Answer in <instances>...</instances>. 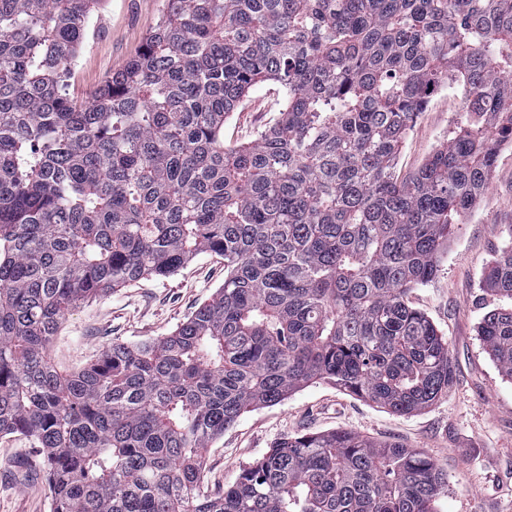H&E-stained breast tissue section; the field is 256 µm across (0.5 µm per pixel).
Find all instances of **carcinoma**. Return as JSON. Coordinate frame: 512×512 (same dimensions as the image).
<instances>
[{
	"instance_id": "obj_1",
	"label": "carcinoma",
	"mask_w": 512,
	"mask_h": 512,
	"mask_svg": "<svg viewBox=\"0 0 512 512\" xmlns=\"http://www.w3.org/2000/svg\"><path fill=\"white\" fill-rule=\"evenodd\" d=\"M98 0H0V434L42 449L53 512H433L422 452L290 436L220 496L212 442L328 381L409 415L448 394V341L409 302L512 144V0H167L140 51L65 92ZM273 80L248 144L224 121ZM466 124L406 181L402 142L440 85ZM200 254L224 286L172 333L72 373L65 313ZM487 290L512 300V246ZM512 380V307L479 328ZM284 104L282 91L277 84H261L224 122V144L234 146L255 140L278 119Z\"/></svg>"
}]
</instances>
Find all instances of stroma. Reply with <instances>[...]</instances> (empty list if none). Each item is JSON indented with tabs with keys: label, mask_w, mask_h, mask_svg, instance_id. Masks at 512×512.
<instances>
[{
	"label": "stroma",
	"mask_w": 512,
	"mask_h": 512,
	"mask_svg": "<svg viewBox=\"0 0 512 512\" xmlns=\"http://www.w3.org/2000/svg\"><path fill=\"white\" fill-rule=\"evenodd\" d=\"M166 0H102L68 75L69 95L87 98L138 53ZM285 104L279 86L261 84L224 123V142L255 140ZM465 118L460 92L438 89L416 117L396 160L398 179L414 175ZM512 239V146H504L489 186L438 259V271L410 296L447 339L454 378L428 409L399 415L317 381L284 401L242 414L213 441L203 485L223 494L242 467L291 435L348 430L430 456L447 473L436 512H512V380L486 353L477 326L494 308L485 274ZM224 284V259L202 254L166 277H147L67 312L49 354L65 371L92 363L112 342L136 344L175 330ZM42 456L21 433L0 435V512H51Z\"/></svg>",
	"instance_id": "1"
}]
</instances>
